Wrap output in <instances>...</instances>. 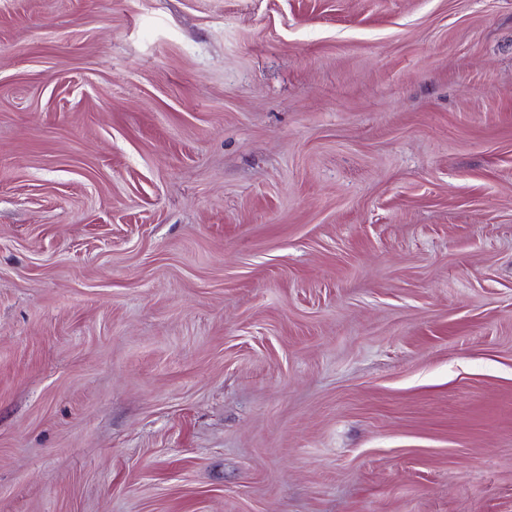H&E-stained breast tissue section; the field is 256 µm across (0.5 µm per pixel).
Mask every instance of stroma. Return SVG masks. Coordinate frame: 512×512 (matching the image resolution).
Here are the masks:
<instances>
[{"label": "stroma", "instance_id": "35a3bbf8", "mask_svg": "<svg viewBox=\"0 0 512 512\" xmlns=\"http://www.w3.org/2000/svg\"><path fill=\"white\" fill-rule=\"evenodd\" d=\"M0 512H512V0H0Z\"/></svg>", "mask_w": 512, "mask_h": 512}]
</instances>
